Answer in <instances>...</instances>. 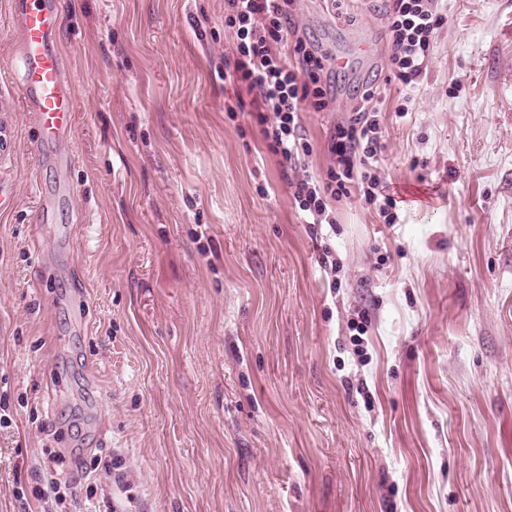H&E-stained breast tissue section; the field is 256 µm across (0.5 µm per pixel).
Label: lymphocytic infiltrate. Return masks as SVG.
<instances>
[{
  "label": "lymphocytic infiltrate",
  "mask_w": 512,
  "mask_h": 512,
  "mask_svg": "<svg viewBox=\"0 0 512 512\" xmlns=\"http://www.w3.org/2000/svg\"><path fill=\"white\" fill-rule=\"evenodd\" d=\"M294 0H224V26L234 36V61L224 78L244 90L268 150L282 169L295 171L292 196L308 224H329L331 201L360 192L377 205L385 223L398 220L397 201L381 180L379 88L364 87L362 106L338 124L328 152L326 178L307 168L313 153L300 123L303 111L325 112L332 103L326 60L309 42L294 35ZM442 22L436 0H389L385 36L390 48L389 78L404 86L418 83ZM292 45L294 64L282 55Z\"/></svg>",
  "instance_id": "f902f5d3"
}]
</instances>
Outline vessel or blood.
Listing matches in <instances>:
<instances>
[{
    "mask_svg": "<svg viewBox=\"0 0 512 512\" xmlns=\"http://www.w3.org/2000/svg\"><path fill=\"white\" fill-rule=\"evenodd\" d=\"M23 63L22 86L45 140L66 136L72 129L74 86L63 58L52 46L55 13L50 0H14Z\"/></svg>",
    "mask_w": 512,
    "mask_h": 512,
    "instance_id": "1",
    "label": "vessel or blood"
}]
</instances>
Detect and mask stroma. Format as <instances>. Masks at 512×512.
<instances>
[{
    "label": "stroma",
    "instance_id": "1",
    "mask_svg": "<svg viewBox=\"0 0 512 512\" xmlns=\"http://www.w3.org/2000/svg\"><path fill=\"white\" fill-rule=\"evenodd\" d=\"M11 3L0 512H512V0H440L420 81L388 85L398 222L355 194L315 232L224 80V0H54L74 120L46 148ZM387 5L295 0L348 59L301 115L317 174L388 74Z\"/></svg>",
    "mask_w": 512,
    "mask_h": 512
}]
</instances>
